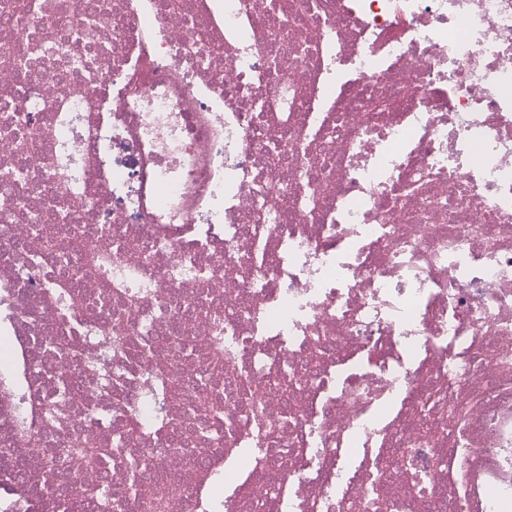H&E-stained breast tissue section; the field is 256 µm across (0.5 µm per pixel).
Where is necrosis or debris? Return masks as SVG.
Masks as SVG:
<instances>
[{"label": "necrosis or debris", "instance_id": "1", "mask_svg": "<svg viewBox=\"0 0 512 512\" xmlns=\"http://www.w3.org/2000/svg\"><path fill=\"white\" fill-rule=\"evenodd\" d=\"M63 274L74 328L42 298ZM86 327L126 339L110 379ZM0 336L53 414L31 445L0 413L2 489L106 479L152 512L171 478L195 512L211 449L246 445L247 378L284 373L226 512H512V0H0ZM146 346L184 388L134 475L112 438ZM78 437L110 468L59 456Z\"/></svg>", "mask_w": 512, "mask_h": 512}]
</instances>
